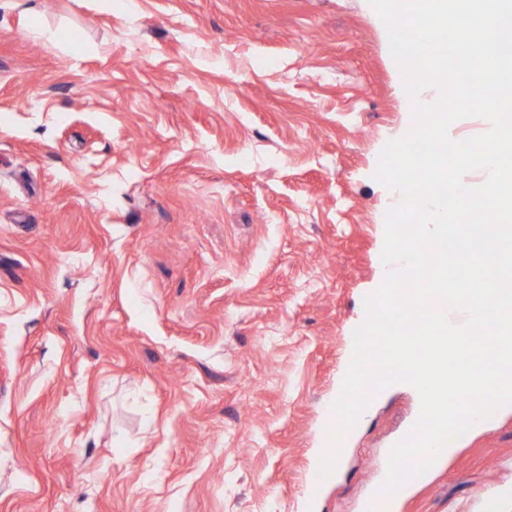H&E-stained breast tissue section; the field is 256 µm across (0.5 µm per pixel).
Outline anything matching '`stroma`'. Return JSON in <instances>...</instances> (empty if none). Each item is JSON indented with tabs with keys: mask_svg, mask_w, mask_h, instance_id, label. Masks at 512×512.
I'll use <instances>...</instances> for the list:
<instances>
[{
	"mask_svg": "<svg viewBox=\"0 0 512 512\" xmlns=\"http://www.w3.org/2000/svg\"><path fill=\"white\" fill-rule=\"evenodd\" d=\"M412 118L364 0H0V512H364L412 389L306 481ZM489 507L512 409L399 512Z\"/></svg>",
	"mask_w": 512,
	"mask_h": 512,
	"instance_id": "1",
	"label": "stroma"
}]
</instances>
